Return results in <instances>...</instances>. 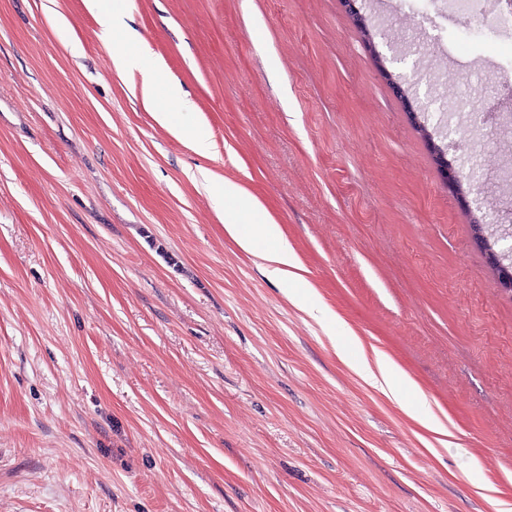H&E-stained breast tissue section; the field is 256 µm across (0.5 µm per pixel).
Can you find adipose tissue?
I'll return each mask as SVG.
<instances>
[{"instance_id": "1", "label": "adipose tissue", "mask_w": 512, "mask_h": 512, "mask_svg": "<svg viewBox=\"0 0 512 512\" xmlns=\"http://www.w3.org/2000/svg\"><path fill=\"white\" fill-rule=\"evenodd\" d=\"M88 10L97 16L103 26L101 38L113 47L112 64L121 74L139 73L146 108L155 119L174 136L196 151L208 149V138L199 127H187L175 122L166 109L174 103L183 111L191 106L182 96L180 88L159 79L158 67L145 49L131 50L135 35L124 27L115 14L113 0H85ZM206 187L215 210L224 218V229L246 252L269 267L270 274L283 285L292 288L293 299L299 307H307L310 294L303 278L297 274V262L281 230L267 215L265 209L244 187L235 181L207 180ZM356 370L388 397L400 402L426 428L440 433L443 424L422 408V393L406 378L391 359L382 352H358L353 363Z\"/></svg>"}]
</instances>
